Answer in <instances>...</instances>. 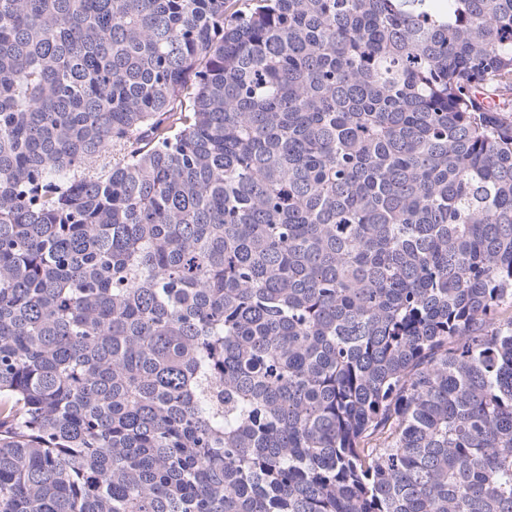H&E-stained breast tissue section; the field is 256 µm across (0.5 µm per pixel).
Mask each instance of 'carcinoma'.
<instances>
[{"mask_svg": "<svg viewBox=\"0 0 512 512\" xmlns=\"http://www.w3.org/2000/svg\"><path fill=\"white\" fill-rule=\"evenodd\" d=\"M512 0H0V512H512Z\"/></svg>", "mask_w": 512, "mask_h": 512, "instance_id": "cac0c4a2", "label": "carcinoma"}]
</instances>
